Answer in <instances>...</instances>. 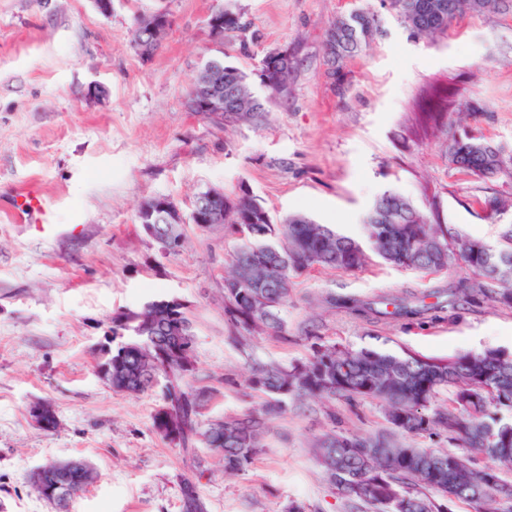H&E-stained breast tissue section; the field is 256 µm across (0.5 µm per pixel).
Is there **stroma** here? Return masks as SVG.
I'll list each match as a JSON object with an SVG mask.
<instances>
[{
    "instance_id": "1",
    "label": "stroma",
    "mask_w": 512,
    "mask_h": 512,
    "mask_svg": "<svg viewBox=\"0 0 512 512\" xmlns=\"http://www.w3.org/2000/svg\"><path fill=\"white\" fill-rule=\"evenodd\" d=\"M225 0H114L102 16L91 0H0V512H55L29 487L43 464L84 458L97 479L71 512H180L183 479L195 482L206 512H345V501L317 465L313 445L337 428L373 435L387 430L379 401L289 405L273 421L253 464L225 474L204 443L190 451L164 439L153 416L161 388L113 391L97 370L120 310L176 298L193 324L196 374L211 390L201 419L240 415L262 397L247 389L253 362L305 359L301 329L353 348H405L446 358L501 349L512 353V308H452L464 276L424 274L373 261L355 272L312 269L294 280L283 311L287 338L229 342L224 275L239 242L221 227L186 224L185 244L163 254L137 221L157 196L189 213L209 189L246 186L273 219L304 213L355 239L375 199L393 190L421 208L439 206L446 224L496 242L486 197L512 195V173L483 181L448 166L445 128L424 123L417 101L432 86L454 91L450 122L479 129L512 155V12L469 15L447 35L411 38L392 13L384 33L346 63L348 85L325 75L329 23L379 0H234L260 39L233 65L252 72L273 48L296 57L291 94L266 123L218 128L187 111L196 72L219 52L208 15ZM167 6L172 31L142 59L131 42L134 16ZM99 84L101 96L87 93ZM37 192L45 213L26 220L13 203ZM367 302L408 298L422 318L363 316L327 296ZM51 404L59 425L44 431L30 410Z\"/></svg>"
}]
</instances>
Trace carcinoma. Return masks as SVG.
Segmentation results:
<instances>
[{
  "label": "carcinoma",
  "mask_w": 512,
  "mask_h": 512,
  "mask_svg": "<svg viewBox=\"0 0 512 512\" xmlns=\"http://www.w3.org/2000/svg\"><path fill=\"white\" fill-rule=\"evenodd\" d=\"M415 39L440 36L467 15L512 12V0H381ZM381 15L354 9L337 16L330 29L336 39L325 44L328 76L339 91L348 83L346 60L362 52L381 29ZM143 16L135 19L132 43L144 58L159 44L140 48ZM224 37L238 39L237 51L248 52L258 41L251 23L233 3L224 5ZM295 58L288 49L267 51L251 73L224 64L223 127L238 122L261 125L268 106L288 98ZM265 90L260 97L253 80ZM451 90L433 87L419 101L426 120L446 115ZM453 168L482 180L504 172L512 156L472 131H453L445 149ZM512 208V198L494 195L483 210L492 222ZM369 247L319 224L302 213L274 221L244 187L224 194V234L241 240L224 277V317L230 339L248 334L286 337L281 310L288 306L293 279L313 266L347 272L363 268L369 253L395 267L422 273L451 268L467 272L459 293L467 301L512 308V224L502 225L491 246L443 222L438 210L416 207L387 190L368 214ZM142 310L112 315V389L138 395L164 382V405L154 416L156 431L181 448L202 441L218 452L224 472L245 471L253 463L270 422L285 413L288 403L308 397L321 405L336 399L371 398L383 403L390 427L408 437L443 436L454 451L426 449L398 442L387 434L358 435L331 430L315 445V457L327 481L347 500L349 512H449L448 504L466 500L475 512L503 510L501 488L512 483V354L501 350L459 354L448 359L411 352L324 345L306 334L310 355L303 362H255L249 386L264 400L253 412L226 416L201 425L207 395L185 380L195 375L193 335L170 336L171 316L187 320L186 311L153 304L146 313L152 327L140 326ZM475 450L490 460L478 467L458 452ZM182 512H205L196 485L181 486Z\"/></svg>",
  "instance_id": "cac0c4a2"
}]
</instances>
